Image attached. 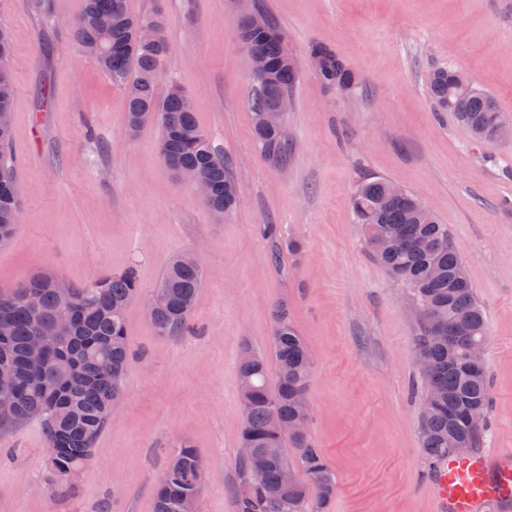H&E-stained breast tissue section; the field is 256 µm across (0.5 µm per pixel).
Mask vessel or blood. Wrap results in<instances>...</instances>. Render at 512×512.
<instances>
[{"instance_id": "vessel-or-blood-1", "label": "vessel or blood", "mask_w": 512, "mask_h": 512, "mask_svg": "<svg viewBox=\"0 0 512 512\" xmlns=\"http://www.w3.org/2000/svg\"><path fill=\"white\" fill-rule=\"evenodd\" d=\"M431 482L437 512H481L489 503L512 498V450L448 458Z\"/></svg>"}]
</instances>
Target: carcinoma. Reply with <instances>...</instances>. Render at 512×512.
<instances>
[{"label":"carcinoma","mask_w":512,"mask_h":512,"mask_svg":"<svg viewBox=\"0 0 512 512\" xmlns=\"http://www.w3.org/2000/svg\"><path fill=\"white\" fill-rule=\"evenodd\" d=\"M113 20L107 39H101L98 23ZM153 24L158 39L139 43L137 29ZM78 49L93 59L122 91L127 130L135 136L147 123L161 128L158 150L171 169L197 170L210 184L211 195L203 205L211 212L228 215L238 202L237 186L228 163L214 147L208 132L196 120L193 98L172 81L159 93L167 44L160 14L135 15L127 0H84L79 15L70 21ZM236 40L248 54H257L270 66V82L255 80L249 101L252 129L268 157L279 155L287 142L263 122L264 112L276 108L279 96L292 95L296 68L288 63L285 35L273 21L263 31L239 17ZM12 47L0 32V109H12L13 77L9 67ZM314 71L320 80L343 92L354 90L358 78L322 45L310 48ZM455 69L435 67L429 73V93L438 111L452 113L476 144L496 140L495 131L506 117L497 98L478 88L464 91L455 86ZM12 124L0 127V243L9 240L20 223L14 161L10 150ZM390 182L381 177L362 181L350 198L356 222L361 224L367 249L406 290L410 303L431 309L437 317L416 323L415 353L426 357L431 373L424 376L422 448L442 462L456 448H476L485 424L467 423L471 411L486 414L490 404L485 364L471 365V348L487 338L483 309L467 275L465 260L448 231L420 199L402 193L384 201ZM60 277L50 270L30 276L16 291L0 294V323L8 335L0 338V366L10 372L16 406L0 416V428L29 422L40 415L38 425L49 450V466L55 486L70 487L91 457L100 433L112 420V408L122 395L124 371L131 354L125 313L139 295L135 268L105 275L90 285L74 289L68 300L58 295ZM204 280V269L181 257L163 272L154 288L159 303L150 315L157 334L178 337L191 328L192 311ZM42 315L41 327L30 319L32 308ZM66 311L70 325L55 331L57 315ZM47 345L38 368L26 358L35 337ZM273 354L276 383L268 380L265 355L244 347L239 362L244 420L239 447L254 449L240 457L237 473L238 512H323L336 492V477L310 436L295 430L304 415L297 399L308 395L312 374L309 349L288 317V304L273 308ZM282 421L271 427L272 417ZM297 451L298 466L288 459L287 445ZM263 479L253 480L256 467ZM292 470L296 479L284 487L282 473ZM203 464L189 442L164 469L155 489V512H179L185 497L198 499Z\"/></svg>","instance_id":"cac0c4a2"}]
</instances>
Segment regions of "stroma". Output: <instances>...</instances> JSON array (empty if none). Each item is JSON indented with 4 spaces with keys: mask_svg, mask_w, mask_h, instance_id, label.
Listing matches in <instances>:
<instances>
[{
    "mask_svg": "<svg viewBox=\"0 0 512 512\" xmlns=\"http://www.w3.org/2000/svg\"><path fill=\"white\" fill-rule=\"evenodd\" d=\"M45 2L40 13L34 0H0L21 200L19 229L0 246V294L43 270L84 287L133 266L142 296L126 310L123 397L73 491L54 492L36 423L2 429L0 512H154L156 483L184 439L206 466L197 512H237L238 362L248 345L270 352L279 301L313 361L309 433L336 475L326 512H435L415 325L349 204L369 177L414 193L452 233L487 318L491 406L479 446L512 448V140L475 147L428 93L430 69L450 65L512 119V0H255L304 64L278 160L253 137L251 58L234 39L229 0H128L132 13L165 20L163 77L194 98L238 186L227 217L163 163L157 123L128 139L122 92L70 37L83 0ZM314 43L359 78L355 91L307 67ZM198 249L193 328L157 335L142 298Z\"/></svg>",
    "mask_w": 512,
    "mask_h": 512,
    "instance_id": "stroma-1",
    "label": "stroma"
}]
</instances>
